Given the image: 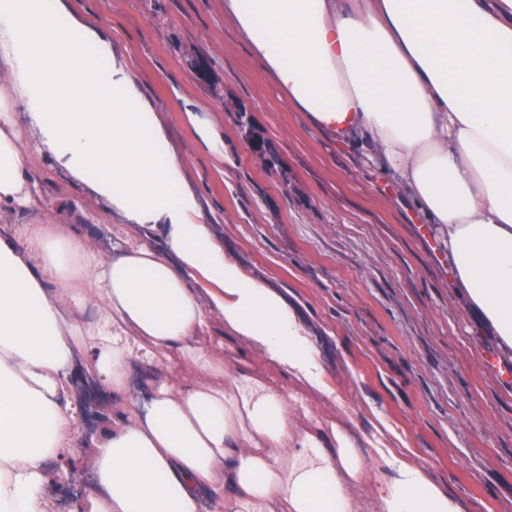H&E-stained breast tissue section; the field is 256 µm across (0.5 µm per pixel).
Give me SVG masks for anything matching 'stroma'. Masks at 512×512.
<instances>
[{
	"label": "stroma",
	"mask_w": 512,
	"mask_h": 512,
	"mask_svg": "<svg viewBox=\"0 0 512 512\" xmlns=\"http://www.w3.org/2000/svg\"><path fill=\"white\" fill-rule=\"evenodd\" d=\"M64 3L126 60L225 252L298 309L360 452L385 420L471 512H512V383L483 367L490 351L512 363V350L454 288L444 246L421 236L422 216L386 167L290 108L224 0ZM256 141L275 166L251 163ZM36 172L44 215L83 220L104 254L123 241V218L86 184L47 155ZM92 492L85 471L46 486L55 512H74Z\"/></svg>",
	"instance_id": "35a3bbf8"
}]
</instances>
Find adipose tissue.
<instances>
[{"label": "adipose tissue", "instance_id": "adipose-tissue-1", "mask_svg": "<svg viewBox=\"0 0 512 512\" xmlns=\"http://www.w3.org/2000/svg\"><path fill=\"white\" fill-rule=\"evenodd\" d=\"M294 111L330 137L369 136L448 249L456 283L512 349V0H224ZM0 512H53L85 395L122 396L139 355L179 352L181 387L146 379L128 419L90 437L85 512H468L424 465L339 423L312 432L289 390L326 404L320 351L283 295L228 256L184 191L122 57L61 0H0ZM25 112V138L14 120ZM52 156L164 249L99 255L71 225L8 217L37 204ZM103 315L84 321L87 307ZM288 382L227 363L214 323Z\"/></svg>", "mask_w": 512, "mask_h": 512}]
</instances>
